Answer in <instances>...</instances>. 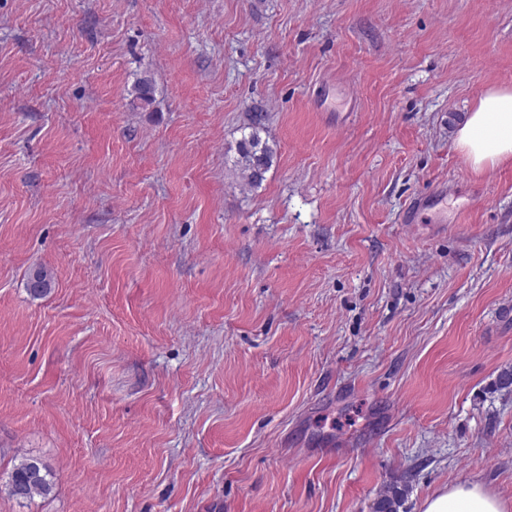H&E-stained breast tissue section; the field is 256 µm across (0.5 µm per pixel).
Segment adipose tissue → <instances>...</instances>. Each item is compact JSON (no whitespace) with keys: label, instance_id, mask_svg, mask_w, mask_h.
<instances>
[{"label":"adipose tissue","instance_id":"ef3b65f1","mask_svg":"<svg viewBox=\"0 0 512 512\" xmlns=\"http://www.w3.org/2000/svg\"><path fill=\"white\" fill-rule=\"evenodd\" d=\"M456 143L478 172L512 159V89L486 90L460 128ZM423 512H512V505L470 481L428 497Z\"/></svg>","mask_w":512,"mask_h":512}]
</instances>
